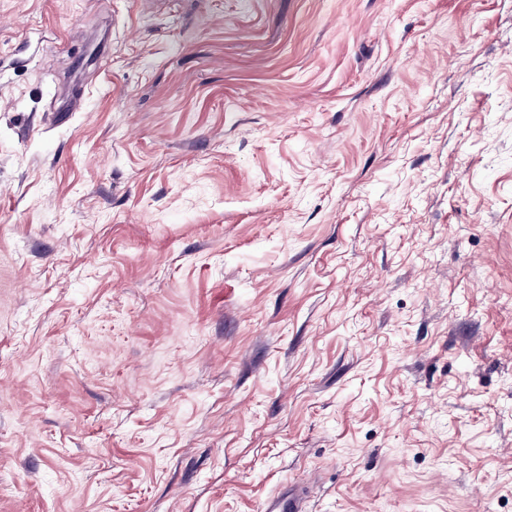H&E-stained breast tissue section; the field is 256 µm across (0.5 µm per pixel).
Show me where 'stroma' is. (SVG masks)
I'll list each match as a JSON object with an SVG mask.
<instances>
[{"mask_svg":"<svg viewBox=\"0 0 512 512\" xmlns=\"http://www.w3.org/2000/svg\"><path fill=\"white\" fill-rule=\"evenodd\" d=\"M296 482L512 512V0H0V512Z\"/></svg>","mask_w":512,"mask_h":512,"instance_id":"obj_1","label":"stroma"}]
</instances>
